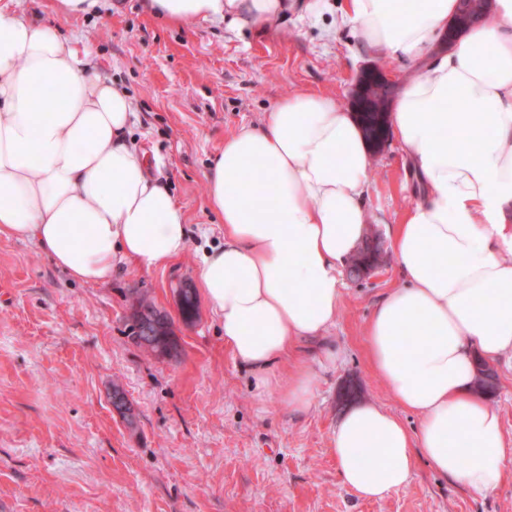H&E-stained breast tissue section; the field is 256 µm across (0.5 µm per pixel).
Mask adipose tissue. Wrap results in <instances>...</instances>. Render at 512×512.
<instances>
[{"instance_id":"adipose-tissue-1","label":"adipose tissue","mask_w":512,"mask_h":512,"mask_svg":"<svg viewBox=\"0 0 512 512\" xmlns=\"http://www.w3.org/2000/svg\"><path fill=\"white\" fill-rule=\"evenodd\" d=\"M164 21L269 28L321 0H151ZM458 0H346L361 46L410 66L391 123L420 192L391 235L404 278L364 329L373 371L421 418L410 432L386 409L350 406L333 436L345 487L381 499L406 486L417 455L472 491H495L512 453L498 413L474 391L478 362L512 354V0L442 37ZM127 92L93 66L86 40L61 37L0 0V236L27 238L72 278L105 283L119 263L143 271L187 245L185 210L126 137ZM372 158L353 112L300 92L239 128L205 171L224 243L205 251L196 286L224 345L288 408L307 410L318 363L294 358L322 338L370 222ZM423 335L413 343V335ZM290 361L287 384L276 366Z\"/></svg>"}]
</instances>
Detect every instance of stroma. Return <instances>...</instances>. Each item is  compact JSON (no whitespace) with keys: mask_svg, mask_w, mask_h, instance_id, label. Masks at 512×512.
Here are the masks:
<instances>
[{"mask_svg":"<svg viewBox=\"0 0 512 512\" xmlns=\"http://www.w3.org/2000/svg\"><path fill=\"white\" fill-rule=\"evenodd\" d=\"M317 17L289 15L273 30L223 23L174 26L146 0H106L80 17L56 0H17L64 36H87L96 69L126 89L138 119L128 137L154 164L188 216L185 252L142 272L121 264L110 282L71 278L31 241L0 237V512H512L508 476L480 494L417 458L410 482L381 500L341 482L331 448L347 406H382L411 431L404 410L371 369L364 326L378 300L402 282L394 258L346 293L329 338L341 351L319 377L308 411L283 405L224 347L206 301L184 322L179 291L195 289L201 256L223 244L204 177L210 158L241 126L300 91L348 103L358 72L377 62L340 28L345 0ZM419 184L395 139L374 154L365 204L387 236ZM148 297L174 323L176 356L130 338L131 304ZM121 389L133 418L112 407Z\"/></svg>","mask_w":512,"mask_h":512,"instance_id":"obj_1","label":"stroma"}]
</instances>
